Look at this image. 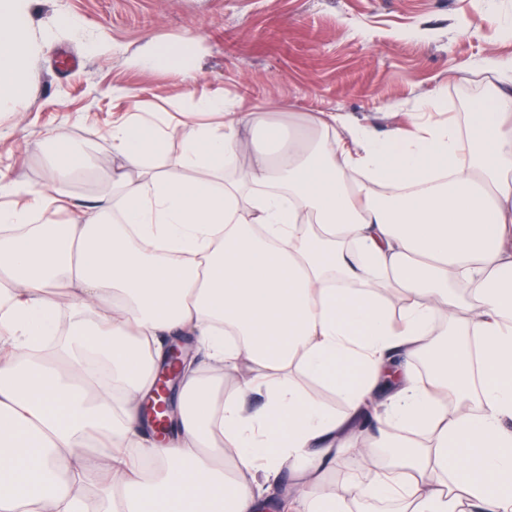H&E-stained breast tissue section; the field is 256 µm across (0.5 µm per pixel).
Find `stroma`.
Listing matches in <instances>:
<instances>
[{"instance_id":"1","label":"stroma","mask_w":512,"mask_h":512,"mask_svg":"<svg viewBox=\"0 0 512 512\" xmlns=\"http://www.w3.org/2000/svg\"><path fill=\"white\" fill-rule=\"evenodd\" d=\"M75 16L80 35L52 28ZM29 90L0 111V170L23 185L49 171L44 142L58 134L98 160L72 186L105 189L122 160L112 123L137 94L165 129L166 167L178 165L182 122L199 97L223 94L237 112L303 125L344 112L384 133L419 103L429 117L464 121L496 81L485 58L512 60V0H33ZM195 39L179 69L147 67L154 45Z\"/></svg>"}]
</instances>
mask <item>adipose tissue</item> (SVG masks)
Listing matches in <instances>:
<instances>
[{
	"mask_svg": "<svg viewBox=\"0 0 512 512\" xmlns=\"http://www.w3.org/2000/svg\"><path fill=\"white\" fill-rule=\"evenodd\" d=\"M30 8L0 0V107L28 90ZM485 68L499 87L464 130L451 118L379 137L328 112L261 123L251 149L254 114L213 94L197 110L221 121L185 124L175 173L157 163L161 128L114 121L125 169L92 205L70 190L90 159L61 136L44 184L0 173L14 198L0 206V512H256L285 468L301 512L365 496L512 512V63ZM244 155V181H224ZM51 206L67 221L38 223ZM178 336L199 356L152 440L145 403ZM243 358L250 376L225 388ZM372 409L431 443L319 491L336 457L385 447L359 427ZM294 379L310 396L323 402L330 409L335 410L337 413L344 410L343 400L329 389L299 373H295Z\"/></svg>",
	"mask_w": 512,
	"mask_h": 512,
	"instance_id": "ef3b65f1",
	"label": "adipose tissue"
}]
</instances>
